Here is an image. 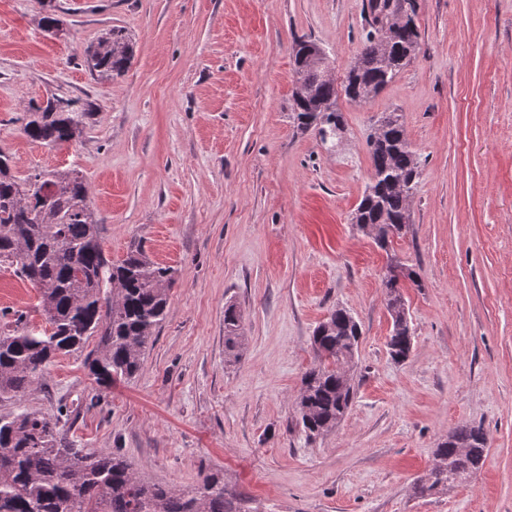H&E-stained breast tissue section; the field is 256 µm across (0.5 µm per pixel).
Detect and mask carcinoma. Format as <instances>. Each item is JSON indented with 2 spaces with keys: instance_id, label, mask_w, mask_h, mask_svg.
Segmentation results:
<instances>
[{
  "instance_id": "1",
  "label": "carcinoma",
  "mask_w": 512,
  "mask_h": 512,
  "mask_svg": "<svg viewBox=\"0 0 512 512\" xmlns=\"http://www.w3.org/2000/svg\"><path fill=\"white\" fill-rule=\"evenodd\" d=\"M416 9L404 21L371 13L364 44L346 74L345 95L360 103L392 82L419 50ZM319 46L298 40L293 46L294 123L314 129L321 141L335 138L344 119L335 107L338 89L326 73ZM132 56L130 39L119 28L103 33L87 51L91 74L109 81L121 76ZM89 105L49 100L32 105L23 133L51 147L79 141L90 117ZM373 172L352 224L388 252L410 223L420 177V161L411 148L400 116L383 114L367 141ZM0 261L30 282L50 330L27 327L24 315L0 329V400L21 401L59 354L81 350L98 337L85 364L95 383L129 381L144 351L165 319L172 268L154 262L139 245L117 264L109 262L99 239V221L90 208L85 182L68 171L37 169L20 179L0 152ZM397 267L385 280L392 332L391 359L404 361L412 333L398 289ZM240 314L224 310V349L242 345ZM361 335L359 323L343 308L330 311L313 332V365L305 371L297 397L298 424L308 438L338 425L354 398L347 375ZM59 416L22 409L0 416V512H242L224 489V476L205 475L190 490L151 484L128 460L111 451L89 454L68 448L57 437ZM483 428L461 425L438 445L427 481L413 486L423 497L478 472L485 462Z\"/></svg>"
}]
</instances>
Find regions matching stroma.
<instances>
[{"label": "stroma", "mask_w": 512, "mask_h": 512, "mask_svg": "<svg viewBox=\"0 0 512 512\" xmlns=\"http://www.w3.org/2000/svg\"><path fill=\"white\" fill-rule=\"evenodd\" d=\"M55 14L57 34L40 17ZM367 0H0V151L14 173L73 169L106 257L139 241L173 267L166 318L135 378L97 385L96 348L58 356L22 402L61 413L60 440L119 450L144 480L182 489L224 476L246 512H512V0H416L420 48L375 98L339 96L344 129L322 143L291 118L292 47L310 39L343 80ZM128 70L105 82L85 50L111 27ZM93 105L77 144L32 141L21 117L48 97ZM400 114L421 162L392 253L413 347L394 362L387 255L353 230L371 178L367 139ZM37 290L0 266V324L47 323ZM245 338L224 352V309ZM361 326L355 397L336 428H295L310 339L336 307ZM482 427L483 467L417 497L440 442Z\"/></svg>", "instance_id": "1"}]
</instances>
